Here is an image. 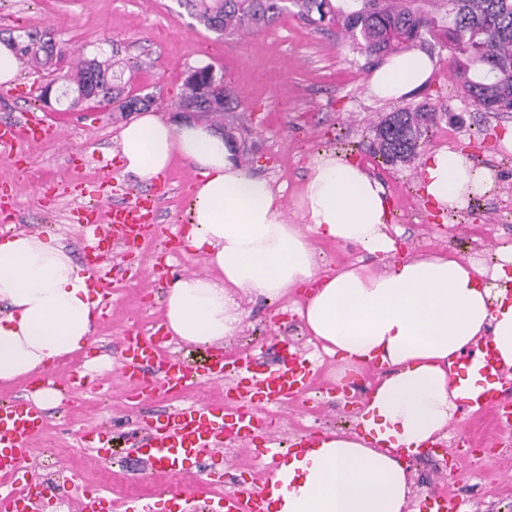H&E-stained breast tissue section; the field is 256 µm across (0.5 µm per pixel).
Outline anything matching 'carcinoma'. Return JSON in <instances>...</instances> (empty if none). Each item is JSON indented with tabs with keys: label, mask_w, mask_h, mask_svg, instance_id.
<instances>
[{
	"label": "carcinoma",
	"mask_w": 512,
	"mask_h": 512,
	"mask_svg": "<svg viewBox=\"0 0 512 512\" xmlns=\"http://www.w3.org/2000/svg\"><path fill=\"white\" fill-rule=\"evenodd\" d=\"M206 29L224 33L264 28L283 11L311 25L334 26L353 50L380 58L425 37L451 53L454 75L471 103L485 111L512 110V0H181ZM52 37L29 34L16 43L19 63L53 66ZM73 110L96 88L112 97L114 111L139 112L157 104L150 95L125 92L112 61L79 55L62 78ZM180 101L206 116L234 112L238 101L213 65L196 67L187 77ZM433 121L424 108L392 112L373 127L375 153L385 163L407 164Z\"/></svg>",
	"instance_id": "obj_1"
}]
</instances>
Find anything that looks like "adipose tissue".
Listing matches in <instances>:
<instances>
[{
	"label": "adipose tissue",
	"mask_w": 512,
	"mask_h": 512,
	"mask_svg": "<svg viewBox=\"0 0 512 512\" xmlns=\"http://www.w3.org/2000/svg\"><path fill=\"white\" fill-rule=\"evenodd\" d=\"M437 59L422 51L387 58L368 84L381 101L410 98ZM125 172L150 182L175 158L191 163L190 228L184 243L202 254L209 276L177 279L167 290L164 325L181 340L211 346L235 335L243 320L238 296L277 300L306 289L296 312L329 355L382 372L358 416L361 432H333L272 479L274 512H405L410 482L399 458L443 436L463 401L490 386L479 363L464 374L454 362L491 337L500 364L512 368V249L493 272L453 254L393 259L383 185L340 153L309 159L288 223L282 191L243 168L221 135L147 112L120 133ZM492 173L463 152L442 149L425 166V191L439 205L465 208L489 191ZM325 239L387 259L323 270L313 245ZM88 274L51 235L0 238V382L43 373L82 350L93 334L98 302Z\"/></svg>",
	"instance_id": "1"
}]
</instances>
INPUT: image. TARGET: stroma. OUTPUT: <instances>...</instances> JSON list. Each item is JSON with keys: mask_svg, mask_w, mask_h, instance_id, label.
<instances>
[{"mask_svg": "<svg viewBox=\"0 0 512 512\" xmlns=\"http://www.w3.org/2000/svg\"><path fill=\"white\" fill-rule=\"evenodd\" d=\"M29 32L50 34L63 55L52 70L18 72L11 96L0 99V121L37 110L39 86L68 70L73 50L90 56L101 53L118 62L126 91L161 102L162 118L175 125L188 119L229 132L242 167L284 186L286 197L301 192L307 159L315 152L334 150L357 161L385 186L388 232L399 254L451 251L489 269L497 250L512 246V149L503 141L512 133V111L477 110L457 87L448 49L432 47L439 64L424 88L409 99L382 102L366 93L378 59L351 51L335 32L309 25L289 10L269 27L222 34L199 25L179 0H0V39L19 41ZM202 64L221 71L240 101L238 110L219 122L170 108L188 72ZM419 106L428 107L434 120L420 141L418 158L408 165L384 163L371 147L373 126L388 113ZM50 116L61 133L32 148L25 173L12 184L17 220L5 231L11 234L21 227L59 236L78 259L86 236L70 215L88 203L90 191L99 189L103 177L111 176L116 199L149 190L150 185L123 171L120 132L127 121L119 113L86 103L74 110H53ZM445 147L468 152L476 164L490 167L495 179L488 195L474 198L462 211L434 205L424 193L426 160ZM195 178L191 164L182 160L166 171L168 193L159 221L169 229L188 227V187ZM45 183L63 186L64 194L40 195L38 188ZM163 262L173 280L204 269L199 257L171 253L165 240L145 244L114 288L107 317L96 321L94 344L75 356L86 366L89 384L119 378L118 368H89L102 349L127 331L163 322L165 290L150 274ZM240 304L241 329L223 344L228 359L285 340L305 351L321 372L303 401L275 409L282 438L313 429L358 431L359 405L346 401L336 379L343 375L366 384L374 381L377 367L350 369L326 355L292 312V300L245 295ZM223 395L222 387L203 383L184 394L140 404L126 400L119 389L106 397L75 392L69 403L48 404V425L35 442L48 454L31 458L27 469L34 479L64 476L69 483L65 494L54 492L41 500L37 512H61L69 497L88 488L102 491L112 503L110 512H123L132 497L153 499L156 512H169L170 499L179 498L185 502L182 512H192L197 489L147 467L136 455L124 454L120 441L110 443L120 458L108 461L79 447L77 435L88 430L118 432L123 424L159 416L182 402ZM464 430L475 433L465 455L457 447V435ZM489 433L485 415L454 417L443 449L451 458L450 471H442L426 456L410 462L413 497L435 490L450 495L467 491L478 501L476 512H512V446L496 445Z\"/></svg>", "mask_w": 512, "mask_h": 512, "instance_id": "35a3bbf8", "label": "stroma"}]
</instances>
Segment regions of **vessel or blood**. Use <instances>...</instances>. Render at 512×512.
<instances>
[{
    "mask_svg": "<svg viewBox=\"0 0 512 512\" xmlns=\"http://www.w3.org/2000/svg\"><path fill=\"white\" fill-rule=\"evenodd\" d=\"M58 133V127L43 112H25L19 120L1 121L0 159L15 170H24L29 148ZM165 189V184L159 183L123 203L112 204L102 199L77 212V222L94 230L95 242L85 251V263L89 273L87 286L91 295L99 298L100 309H107L112 297V271L102 265L112 241L121 240L132 253L146 239L164 234L165 228L157 218ZM169 341L168 334L157 327L146 332L131 331L121 338L120 373L136 383L131 400L175 394L201 380L220 383L230 374L235 375L237 382L228 393V402L190 403L159 417L142 419L135 448L148 463L175 472L180 457L207 459L211 465L206 473L211 483L217 484L223 481L224 472L216 464L229 442L236 440L247 448L258 447L260 455L273 467L289 453L300 455L314 445L318 435L311 432L299 436L289 447H282L275 418L254 410L258 403L297 402L310 389L314 368L302 353L284 350L272 367L258 352L230 369L223 350L217 349L210 352L207 364L196 373L176 356L167 354ZM478 348L482 353L481 371L491 386L479 395L476 403L479 410L495 411L500 429L511 431L512 373L499 368L490 343H479ZM47 422V414L29 399L19 397L0 406V512H32L34 499L45 495V487L36 484L31 497L20 498L8 491L5 484L17 481L20 461L34 454L33 440ZM271 503V489L263 483L226 493L217 508L219 512H271ZM468 505L462 497L430 494L421 498L418 508L420 512H465ZM70 509L106 512V500L99 492L87 491L71 500Z\"/></svg>",
    "mask_w": 512,
    "mask_h": 512,
    "instance_id": "vessel-or-blood-1",
    "label": "vessel or blood"
}]
</instances>
